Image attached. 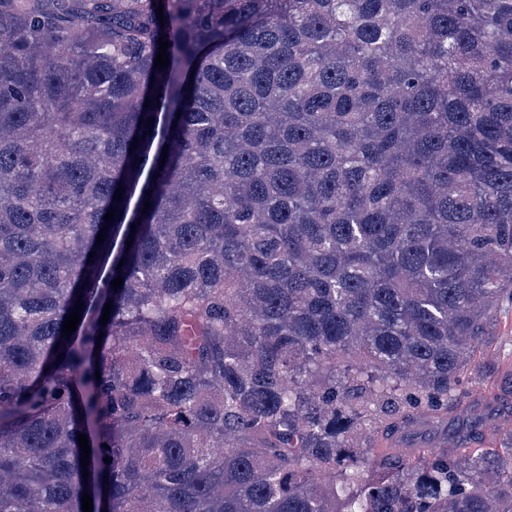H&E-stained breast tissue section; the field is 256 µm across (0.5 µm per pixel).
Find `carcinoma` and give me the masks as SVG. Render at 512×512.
Masks as SVG:
<instances>
[{
    "label": "carcinoma",
    "instance_id": "cac0c4a2",
    "mask_svg": "<svg viewBox=\"0 0 512 512\" xmlns=\"http://www.w3.org/2000/svg\"><path fill=\"white\" fill-rule=\"evenodd\" d=\"M505 300L512 0H0V512H512ZM493 342L488 346L480 347L477 353L475 367L468 373L469 399L473 400L482 397L488 391H494L499 399L496 406L511 402V407L500 411L499 422L502 423L504 431H509L510 423L512 428V303L509 301L504 305L497 315ZM508 400V401H506ZM511 400V401H510ZM504 401V402H502Z\"/></svg>",
    "mask_w": 512,
    "mask_h": 512
}]
</instances>
